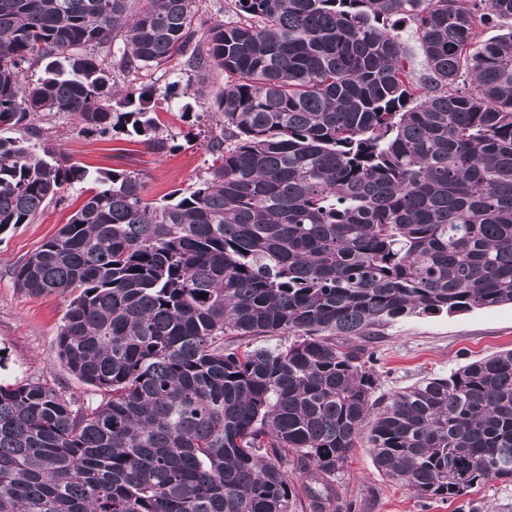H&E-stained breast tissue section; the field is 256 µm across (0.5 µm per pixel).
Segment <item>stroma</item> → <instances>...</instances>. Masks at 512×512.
<instances>
[{"instance_id": "stroma-1", "label": "stroma", "mask_w": 512, "mask_h": 512, "mask_svg": "<svg viewBox=\"0 0 512 512\" xmlns=\"http://www.w3.org/2000/svg\"><path fill=\"white\" fill-rule=\"evenodd\" d=\"M194 91L191 100L172 95L170 84ZM149 84L162 108L160 135L167 138L166 152L153 151L122 133L101 136L84 131L73 117L42 114L34 124L42 141L89 170L128 169L143 174L147 197L155 201L191 187L206 174L211 155L207 142L219 132L212 118L213 98L224 76L213 73L205 88H198L192 72L166 66L115 79L114 98ZM192 117L180 118L184 104ZM81 187L65 193L61 203L48 204L30 224L0 232V383L45 382L84 401L96 397L93 387L79 381L61 364L57 331L71 301L69 295L31 296L14 286L12 272L43 242L66 224L84 200ZM379 391L392 394L423 378L445 377L458 368L500 351L512 349V306L476 308L451 315L408 316L383 327L369 344ZM337 495L332 512H481L492 504L512 501V482L493 479L474 486L461 501L422 499L375 467L367 448H354L347 465L337 472Z\"/></svg>"}]
</instances>
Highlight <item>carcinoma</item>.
<instances>
[{
    "label": "carcinoma",
    "instance_id": "obj_1",
    "mask_svg": "<svg viewBox=\"0 0 512 512\" xmlns=\"http://www.w3.org/2000/svg\"><path fill=\"white\" fill-rule=\"evenodd\" d=\"M206 2L0 0V126L67 114L163 153L150 88L118 112L112 72L224 73L206 176L156 202L0 136V231L93 183L13 275L74 295L57 354L100 394L0 385V512H330L359 444L423 499L512 481V349L386 396L367 347L512 304V0H231L200 37ZM480 5L507 32L480 39Z\"/></svg>",
    "mask_w": 512,
    "mask_h": 512
}]
</instances>
